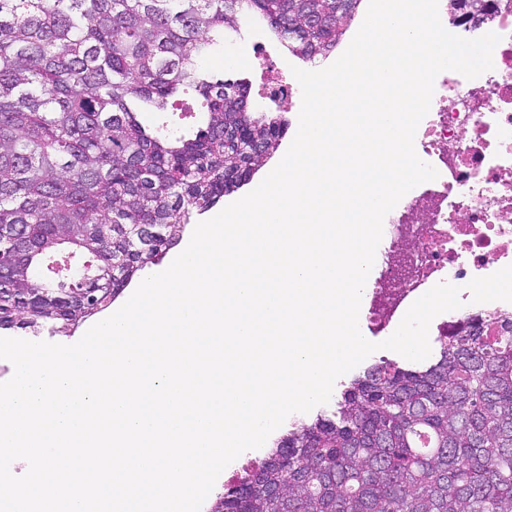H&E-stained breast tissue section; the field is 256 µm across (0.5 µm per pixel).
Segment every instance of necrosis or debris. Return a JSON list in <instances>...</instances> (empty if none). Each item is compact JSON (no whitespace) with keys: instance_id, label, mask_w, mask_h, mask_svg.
I'll list each match as a JSON object with an SVG mask.
<instances>
[{"instance_id":"4bbe7bcc","label":"necrosis or debris","mask_w":512,"mask_h":512,"mask_svg":"<svg viewBox=\"0 0 512 512\" xmlns=\"http://www.w3.org/2000/svg\"><path fill=\"white\" fill-rule=\"evenodd\" d=\"M490 17L461 24L465 38L492 32L493 70L468 79L442 72L415 136L418 156L439 173L409 191L384 220L401 264L374 270L363 322L399 325L435 284L462 287L512 265V0H490Z\"/></svg>"}]
</instances>
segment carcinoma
<instances>
[{
  "instance_id": "cac0c4a2",
  "label": "carcinoma",
  "mask_w": 512,
  "mask_h": 512,
  "mask_svg": "<svg viewBox=\"0 0 512 512\" xmlns=\"http://www.w3.org/2000/svg\"><path fill=\"white\" fill-rule=\"evenodd\" d=\"M361 3L0 0V330L71 335L271 158L288 120L200 66L224 34L260 17L294 56L322 60ZM185 89L205 102L195 133L142 124L140 109ZM70 251L88 272L48 276ZM436 341L425 366L382 359L343 384L209 512H512V311Z\"/></svg>"
}]
</instances>
